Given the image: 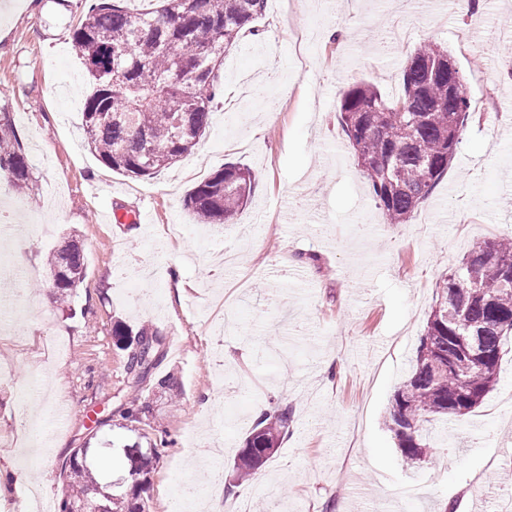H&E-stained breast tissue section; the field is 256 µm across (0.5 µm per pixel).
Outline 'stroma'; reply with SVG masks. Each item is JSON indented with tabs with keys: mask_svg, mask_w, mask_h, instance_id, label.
<instances>
[{
	"mask_svg": "<svg viewBox=\"0 0 512 512\" xmlns=\"http://www.w3.org/2000/svg\"><path fill=\"white\" fill-rule=\"evenodd\" d=\"M85 0H9L0 9V105L31 166L32 191L0 190L22 227L30 276L0 332V464L20 460L28 385L42 376L51 433L35 482L51 506L72 449L121 451L167 431L143 497L176 512L182 486L221 483L251 512H512V337L483 403L449 423L447 447L406 467L385 425L408 375L441 276L473 241L512 237V0L446 19L412 0H268L266 16L224 58L214 115L193 152L152 178L102 164L81 129L90 84L71 45ZM411 46L447 48L471 110L447 174L407 223H386L339 122L343 93L372 83L402 93L407 52L383 36L395 19ZM227 163L255 176L233 223L197 227L187 192ZM148 224H117L116 207ZM183 236L168 244L167 225ZM84 253L66 300L47 282L65 241ZM184 287H177L174 272ZM163 339L143 423L122 427L126 350L115 322ZM170 378L174 394L157 382ZM212 399L209 416L198 413ZM292 408L290 433L258 480L230 487V465L257 418ZM220 440L218 463L192 467Z\"/></svg>",
	"mask_w": 512,
	"mask_h": 512,
	"instance_id": "obj_1",
	"label": "stroma"
}]
</instances>
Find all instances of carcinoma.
<instances>
[{"label":"carcinoma","mask_w":512,"mask_h":512,"mask_svg":"<svg viewBox=\"0 0 512 512\" xmlns=\"http://www.w3.org/2000/svg\"><path fill=\"white\" fill-rule=\"evenodd\" d=\"M152 11L132 13L121 0H93L72 34L92 91L85 99L82 126L87 144L112 171L150 177L189 154L209 125L226 51L261 19L267 0H158ZM448 51L432 43L418 46L402 71V96L382 97L360 82L343 95L342 130L388 224H405L447 173L462 141L470 103L465 91L448 102ZM31 169L10 113L0 109V184L16 192L30 189ZM252 171L227 163L194 186L184 199L200 224H230L247 205ZM512 263V241L484 238L472 244L459 265L442 275L435 303L423 327L411 373L396 388L386 426L406 465L423 462L438 446L448 421L479 406L499 375L504 341L512 334V286L502 288ZM485 288H473L471 269ZM47 276L62 299L84 281L85 264L75 241L52 254ZM480 336L482 357L458 372L448 367L458 336ZM127 362V397L121 416L139 423L150 405L138 399L163 356L156 330L140 327L134 338L112 328ZM292 411L281 406L257 418L233 464V481H250L288 434ZM126 445L129 488L122 495L89 496L100 485L90 442L71 451L62 466L64 488L58 512L75 502L87 512H146L141 497L154 465L169 445L159 431Z\"/></svg>","instance_id":"1"}]
</instances>
